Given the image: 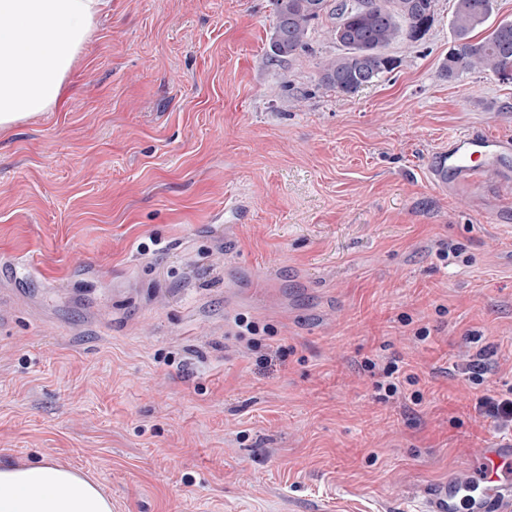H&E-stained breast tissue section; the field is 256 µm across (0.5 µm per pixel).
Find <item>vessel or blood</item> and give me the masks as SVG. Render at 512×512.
Here are the masks:
<instances>
[{"label": "vessel or blood", "instance_id": "obj_1", "mask_svg": "<svg viewBox=\"0 0 512 512\" xmlns=\"http://www.w3.org/2000/svg\"><path fill=\"white\" fill-rule=\"evenodd\" d=\"M430 174L449 192L480 191L512 179V136L481 129L457 133L437 151ZM424 512H512V441L482 449L469 477L433 485Z\"/></svg>", "mask_w": 512, "mask_h": 512}]
</instances>
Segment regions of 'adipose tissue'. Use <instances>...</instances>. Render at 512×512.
<instances>
[{
    "mask_svg": "<svg viewBox=\"0 0 512 512\" xmlns=\"http://www.w3.org/2000/svg\"><path fill=\"white\" fill-rule=\"evenodd\" d=\"M111 0H0V133L52 111ZM0 512H112L88 477L43 460L0 464Z\"/></svg>",
    "mask_w": 512,
    "mask_h": 512,
    "instance_id": "adipose-tissue-1",
    "label": "adipose tissue"
}]
</instances>
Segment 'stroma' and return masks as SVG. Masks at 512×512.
I'll return each instance as SVG.
<instances>
[{
    "instance_id": "stroma-1",
    "label": "stroma",
    "mask_w": 512,
    "mask_h": 512,
    "mask_svg": "<svg viewBox=\"0 0 512 512\" xmlns=\"http://www.w3.org/2000/svg\"><path fill=\"white\" fill-rule=\"evenodd\" d=\"M452 3L340 94L331 20L274 62L271 0H112L59 105L0 134V463L112 512H419L512 439L473 411L512 369L464 357L512 347V195L429 173L453 134L512 135V80L441 77ZM377 354L416 363L404 399ZM470 373L471 379L476 383L483 381L484 375L493 367L498 368L501 365H510L512 367V350L507 352H498L497 349H480L475 355L471 356ZM496 357V358H494ZM494 358V359H493ZM404 365L399 366L397 362L387 361L383 359H367L366 367L368 371L376 372L384 379L379 382L378 387L385 391V399L399 397L402 387V382L406 381L409 384L418 382V374L413 372L414 367L410 363L403 362ZM407 371L411 373L406 374ZM404 375V377H403ZM402 377V380H401Z\"/></svg>"
}]
</instances>
